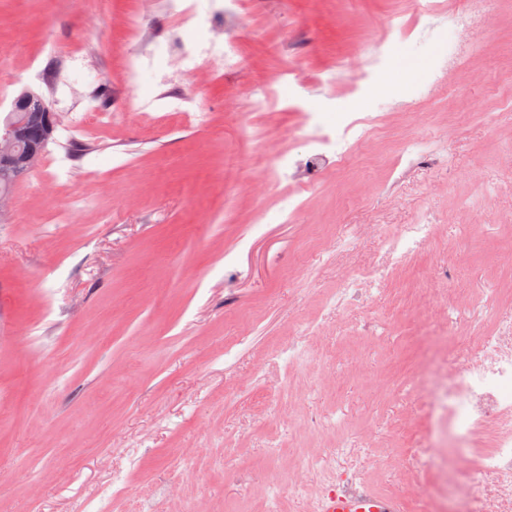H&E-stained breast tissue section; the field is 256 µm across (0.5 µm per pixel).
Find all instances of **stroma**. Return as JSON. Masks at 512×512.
Returning <instances> with one entry per match:
<instances>
[{
    "label": "stroma",
    "instance_id": "1",
    "mask_svg": "<svg viewBox=\"0 0 512 512\" xmlns=\"http://www.w3.org/2000/svg\"><path fill=\"white\" fill-rule=\"evenodd\" d=\"M241 2L240 61L200 85L201 127L166 119L152 72L125 80V22L162 36L156 0H0V65L81 40L114 114L111 135L49 143L0 204V512H75L117 474L112 512H309L320 482L286 484L315 454L399 495L413 436L387 425L417 406L423 339L464 346L428 299L501 288L512 310V0H481L465 29L428 20L432 0ZM272 78L275 105L253 111ZM306 112L338 136L357 112L382 129L343 167L298 170L291 197L259 159L307 160ZM412 138L435 153L401 159ZM425 213L434 241L336 313L349 271ZM430 436L446 512H463L457 444Z\"/></svg>",
    "mask_w": 512,
    "mask_h": 512
}]
</instances>
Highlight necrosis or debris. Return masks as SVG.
<instances>
[{
  "label": "necrosis or debris",
  "mask_w": 512,
  "mask_h": 512,
  "mask_svg": "<svg viewBox=\"0 0 512 512\" xmlns=\"http://www.w3.org/2000/svg\"><path fill=\"white\" fill-rule=\"evenodd\" d=\"M163 8L175 21L190 19L200 27L219 24L226 34L237 23L236 8L225 5L205 12L191 8L186 0H163ZM144 29L137 15L126 24L125 37L132 44L126 54L127 74L153 69L158 56L174 57L173 70L158 74L163 85L174 89L166 97V111L173 115L190 112L198 124H208L209 110L195 105L177 88L192 81L203 69L220 70L228 65L235 54V41L225 36L188 44L174 35L154 50L143 52L137 43L142 40ZM42 53L52 58V65L13 72L9 83L34 81L52 88L58 106L70 114L66 131L90 124L111 130V113L95 103L74 108L69 97L71 86L82 71L78 44L50 37L45 40ZM433 229L428 218L402 225L384 239L382 247L389 255L405 258L431 242ZM459 320L468 326L472 342L464 351L449 354L447 392L442 397L423 395L424 413L433 416L444 406L452 418L455 436L462 444L458 465L470 491L465 512H512V319L502 317L489 297L475 302Z\"/></svg>",
  "instance_id": "4bbe7bcc"
}]
</instances>
